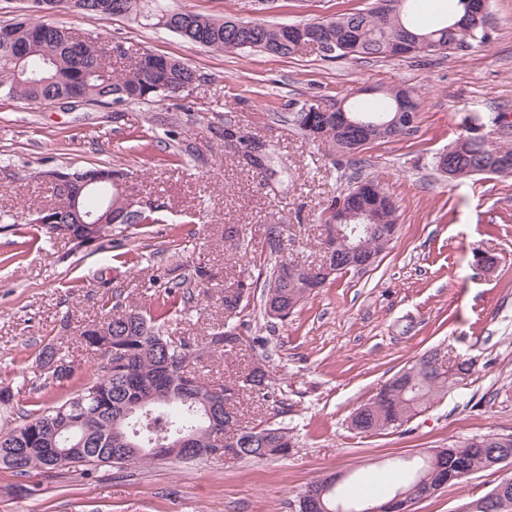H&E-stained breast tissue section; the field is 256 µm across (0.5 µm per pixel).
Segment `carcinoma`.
<instances>
[{"mask_svg": "<svg viewBox=\"0 0 512 512\" xmlns=\"http://www.w3.org/2000/svg\"><path fill=\"white\" fill-rule=\"evenodd\" d=\"M395 6L389 13L379 8L370 11L341 13L313 23L318 28L321 41L317 50L331 59L350 57L393 58L398 56L392 44L403 31L437 43L443 50L483 45L489 39L484 33L472 34L459 29L453 40H448L450 19L425 27L415 19L419 0H393ZM72 11L107 20L114 16H130L136 20L151 21L157 25L169 18L172 32L185 42L215 51L235 52L253 50L280 56L298 53L301 47L288 41L287 33L276 25L233 18L214 19L204 15L173 8L162 0H30L29 14L13 23L0 25V96L23 99L30 105H49L63 100L83 102L87 105L135 103L159 96H169L184 91L196 80L192 67L177 58L144 51L127 54V69L116 73L106 64L112 51V39L102 34L81 37L70 29L52 21L59 12ZM399 92L386 90L382 99L363 106L353 100L346 104L350 115L368 121L388 122L398 112ZM303 110L294 113L295 126L313 140H323L332 151L352 156L361 147L344 149L336 142L334 115L328 106L321 108L317 122L308 126L303 122ZM512 158V148L494 147L477 137L468 139L451 157L456 178L475 175V168H493L497 157ZM112 174V182H97L93 191L82 196L83 212L102 217L106 206L118 193V187L128 181L129 173L122 168L106 165L79 167L87 178H95L104 170ZM51 203L45 208L53 210L51 217L61 224L75 222L69 210L70 195L66 189L52 185ZM161 206L149 205L134 211L133 224L118 229L105 227L99 248L112 241V235L128 229H140L144 224L162 221ZM386 223L375 224L367 231L363 224L344 227L353 243H369V251L379 254L389 244L385 237L397 233L396 206L389 204L384 212ZM295 273L288 274L285 260H278L265 279L263 307L270 318L286 320L309 297L306 285L317 281L316 269L293 265ZM211 273L204 266L186 268L172 262L164 267V274L152 279L151 287L157 294V306L152 313L117 312L118 304L105 301V313L99 320L109 329L111 345L131 353L127 365L120 360L107 358L102 351V362L96 376L85 383L66 400L44 410H17L21 423L3 431L0 429V468L10 469L23 476L33 470L52 471L80 468L90 476L99 466L108 465L112 454L126 448L134 440L145 448H166L180 434L197 432L203 446L193 459L225 455L226 436L236 435L238 459H267L286 455L292 440L285 427H252L244 430L233 428L235 420L226 417L224 405L207 409L201 403L190 407L183 396L207 394L212 385H219L239 396L246 390L265 391L266 398L280 404L267 369L252 368L243 384L206 381L195 369L206 352L228 353L245 342L237 325L222 326L213 330L200 342L184 336L164 334L166 320L174 313H187L198 303L195 288L204 284ZM324 287V282L317 281ZM253 282L237 281V288L224 295V305L235 310L245 308L249 302ZM439 362L438 353L431 351L405 366L389 379L372 398L357 407L350 417L351 428L364 434H375L401 426L422 411L431 398L447 386L425 367V358ZM64 366L66 360L53 347L44 348L38 355V374L31 383L35 394L47 390L56 382L70 378L71 372L57 373L53 366ZM90 416V434L81 427L61 430L74 413ZM56 437L60 448L71 449L72 457L63 460L53 456L47 439ZM512 453V436H483L462 445H450L446 456L433 460L423 456L413 461L401 460L398 468L405 473L402 483L394 492L408 489L417 478L435 473L437 477L458 484L476 471L492 468L495 459ZM332 477L316 480L305 487L322 492L320 512H336L344 502L365 509L377 501L361 496L346 497L331 483ZM393 499L388 496L377 503Z\"/></svg>", "mask_w": 512, "mask_h": 512, "instance_id": "obj_1", "label": "carcinoma"}]
</instances>
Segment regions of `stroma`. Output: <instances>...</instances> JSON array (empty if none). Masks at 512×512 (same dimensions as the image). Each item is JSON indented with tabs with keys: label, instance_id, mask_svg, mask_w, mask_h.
Wrapping results in <instances>:
<instances>
[{
	"label": "stroma",
	"instance_id": "stroma-1",
	"mask_svg": "<svg viewBox=\"0 0 512 512\" xmlns=\"http://www.w3.org/2000/svg\"><path fill=\"white\" fill-rule=\"evenodd\" d=\"M215 18L307 23L377 7L378 0H167ZM490 40L481 46L407 59L288 57L194 47L174 33L125 16H57L83 36L107 33L134 51L179 57L197 73L178 95L139 104L31 106L0 97V384L14 392L0 407V428L18 408L45 409L92 378L97 363L82 333L106 298L123 309L156 303L149 286L159 257L208 267L196 311L166 325L174 336L203 337L224 322V290L266 272L264 227H288L287 256L320 259L321 213L356 182L372 179L392 195L398 233L363 270L337 274L288 320L265 317L260 296L237 316L248 323L241 350L202 359L210 379H242L268 369L282 413L245 393L244 426L288 428V456L263 461L220 457L155 460L93 477L72 471L28 475L0 469V512H295V496L332 473L384 492L394 461L469 439L512 436V175L448 180L435 158L477 131L512 146V0H491ZM414 88L420 107L410 134L373 142L342 160L307 140L290 117L302 105H330L355 92ZM249 139L270 144L274 172L263 177L225 144V118ZM194 151L185 161L179 144ZM108 164L130 170L139 199L182 214L180 224H151L100 251L39 234L11 215L48 204V171ZM252 240L247 256L238 235ZM65 355L72 377L33 397L23 377L45 346ZM476 359L474 374L435 396L400 427L375 435L349 427L350 414L405 364L429 351ZM512 469L475 473L417 503L414 512H458Z\"/></svg>",
	"mask_w": 512,
	"mask_h": 512
}]
</instances>
